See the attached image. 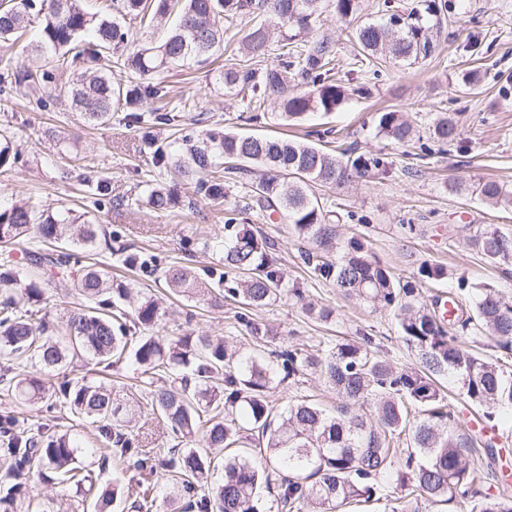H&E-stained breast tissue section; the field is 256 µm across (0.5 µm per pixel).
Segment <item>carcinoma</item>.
<instances>
[{
    "instance_id": "cac0c4a2",
    "label": "carcinoma",
    "mask_w": 512,
    "mask_h": 512,
    "mask_svg": "<svg viewBox=\"0 0 512 512\" xmlns=\"http://www.w3.org/2000/svg\"><path fill=\"white\" fill-rule=\"evenodd\" d=\"M358 0H119L116 10L140 26L175 16L174 24L158 42L130 38L115 20L90 13L79 0H8L0 3V39L26 30L31 16L41 18V69L32 72L5 68L0 94L38 96L44 106L58 97L55 71L88 55L101 68L81 74L68 89L85 121L104 125L118 112L132 125L151 128L172 125L182 112L197 110V102L170 95L163 74L179 67H202L224 55V27L249 20L248 33L238 47L241 59L220 72L224 89L240 97L243 111L258 119L265 101L279 103V116L301 122L316 112L327 114L348 99L335 82L336 40L307 39L312 25L331 8L343 20L357 10ZM384 18L356 28L354 39L361 60L372 63L377 54L409 65L430 57L435 45L432 29L438 24L435 0L399 14L383 5ZM93 32L95 42L81 45L80 37ZM278 51V64L264 66L268 53ZM132 74L125 81L114 72ZM430 130L433 142H458L457 115L436 113ZM326 129L329 144L315 146L286 137L224 132L211 129L196 137L185 135V154L172 152L173 143L144 139L153 167L169 181L156 186L144 181L138 199L151 211H167L177 203V186L194 178L196 193L213 207L224 205L226 183L247 184L252 203L247 209L269 218L283 216L297 238L312 244L301 252L304 265L318 280L329 282L339 295L360 300L376 309L394 312L402 342L414 352L416 363L392 366L371 349V340H347L324 353L289 348L277 355V367L259 354H229L221 339L183 336L164 344L140 337L127 351V336L150 331L161 322L158 302L148 298L133 311L122 307L129 298L127 284L112 276V265L84 259L112 246L101 241L99 224L70 208L49 212L33 200L0 211V243L18 244L36 227L39 245L23 249L22 260L0 261V384L24 404L47 411L59 409L78 425L98 433L99 458L133 462L138 475L135 507L154 496L158 481L177 486L179 512H259L260 488L282 475L276 512H342L354 502L380 494L378 478L394 467L396 449L389 438H409L408 458L397 481L420 496L448 506V512H468L478 494L482 472L469 458L467 439L452 423L450 405L439 380L452 377L462 395L493 422L502 409H512V365L487 361L466 345L467 336L487 333L500 349L512 354V296L489 282L473 283L461 276L448 284V313L429 305L422 290L443 283L447 269L425 262L413 276L400 278L377 261L364 234H354L339 247L336 259L326 252L334 247L338 204L324 203L313 185L344 188L369 171L384 173V158L356 153ZM376 135L404 144L415 130L401 113H379ZM18 153L11 138H0V167L14 164ZM262 170L260 176L255 171ZM476 192L486 204L512 208V187L497 181L478 184ZM229 237L214 241L222 254L225 274L234 275L229 295L248 307L268 304L285 294L304 299L303 284L286 283L278 270V256L251 224L228 217ZM475 245L490 263L512 267V233L486 227L475 234ZM171 291L187 298L203 296L198 276L175 262L164 270ZM74 290L84 299L54 328L42 314L43 286ZM468 300L469 310L461 307ZM85 354L105 366L112 358L128 356L140 371V383L169 432L179 444L150 456L140 441L126 433L135 410L123 405L112 385L86 373L57 385H47L28 366L52 369L69 354ZM319 372L336 391L338 405L327 412L310 399H297L276 411L268 393L277 375ZM375 409L376 423L364 407ZM264 443L259 462L235 454L224 459V475L209 481L212 457L194 447L196 439L208 448H231L243 426ZM82 447L69 433L50 432L47 423H32L23 413L0 416V459L6 464L0 481V508L10 512L27 492L24 478L51 471L57 483L90 495L93 484L82 460ZM478 512H512V492L506 488L486 492Z\"/></svg>"
}]
</instances>
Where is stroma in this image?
I'll list each match as a JSON object with an SVG mask.
<instances>
[{
  "instance_id": "1",
  "label": "stroma",
  "mask_w": 512,
  "mask_h": 512,
  "mask_svg": "<svg viewBox=\"0 0 512 512\" xmlns=\"http://www.w3.org/2000/svg\"><path fill=\"white\" fill-rule=\"evenodd\" d=\"M384 1L359 0L357 13L345 22L325 12L311 36L335 39L337 77L349 94L341 108L323 116V123L335 128L357 153L385 157L390 167L386 173L356 179L340 192L329 186L314 187L313 192L320 200L339 201L343 216L336 226L338 239L356 231L366 233L376 258L396 276H412L428 261L446 267L449 278L488 281L512 295V274L483 259L472 243L476 229L485 224L512 232V212L489 207L474 195H459L449 188L457 181L471 187L487 180L512 185V0H440L442 28L434 55L411 66L380 59V72L375 75L355 64L357 45L352 32L360 24L377 20ZM39 31L40 24L35 21L22 37L0 42V60H9L17 69L41 65L36 49ZM469 68L477 69L479 74L478 85L472 91L460 81L463 70ZM220 70L215 62L184 69L171 77L174 95L193 97L199 109L182 128L157 126L153 135L169 142L217 124L228 131L253 134L301 137L308 132L305 124L284 125L276 105L270 102L265 103L259 121L244 122L239 97L225 91L217 78ZM386 109L403 113L424 138L429 135L435 113H459V143L447 153L417 160L418 145L401 146L377 136V114ZM1 128L13 133L19 160L0 168V202L32 199L52 210L66 206L85 212L93 223L111 232L113 250L130 246L164 262L190 259L206 282L212 273L221 272L219 258L208 245L225 234L223 211L207 205L193 186L181 188L176 206L169 211L137 207L142 192L139 175L152 169L150 154L141 151L144 132L139 127L119 120L93 126L67 103L57 102L43 109L20 98L0 101ZM89 173L108 180L111 194L96 198L84 181ZM248 194L242 186L230 188L226 209L246 210ZM246 212L251 224L274 243L283 278L303 282L304 301L283 297L255 310L229 298L217 306L203 305L172 295L158 274L129 273L126 283L130 305L152 296L166 311L154 330L156 337L169 341L207 335L224 339L230 349L250 352L255 344L240 323L245 316L261 331L273 334L277 349L300 343L324 351L336 340L368 336L374 351L394 366L414 363L389 311H375L344 299L331 284L309 279L300 258L302 244L291 225L252 210ZM308 301L333 307L331 319L322 322L308 316L304 309ZM109 373L119 382L121 397L137 408L133 434H151V448L172 447L164 427L154 419L147 395L130 365L113 366ZM270 398L281 407L301 398L331 410L337 405L335 392L313 372L275 386ZM476 446L492 450L493 474L512 475V410L504 411ZM85 463L97 490L114 494L109 512H138L127 493L136 482L134 471L113 461L101 465L94 457L86 458ZM30 485L33 512L92 510L90 501L74 489L47 478H33ZM386 489V497L351 507L349 512L440 510L439 505L396 487L394 482H387Z\"/></svg>"
}]
</instances>
